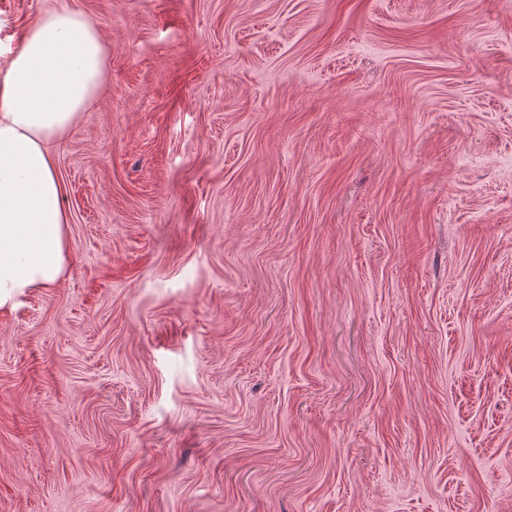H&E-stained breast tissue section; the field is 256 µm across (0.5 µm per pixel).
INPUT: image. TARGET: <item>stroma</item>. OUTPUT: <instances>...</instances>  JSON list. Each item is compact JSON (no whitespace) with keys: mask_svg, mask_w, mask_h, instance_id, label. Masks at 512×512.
<instances>
[{"mask_svg":"<svg viewBox=\"0 0 512 512\" xmlns=\"http://www.w3.org/2000/svg\"><path fill=\"white\" fill-rule=\"evenodd\" d=\"M69 2L107 70L69 273L0 310V512H512V0Z\"/></svg>","mask_w":512,"mask_h":512,"instance_id":"obj_1","label":"stroma"}]
</instances>
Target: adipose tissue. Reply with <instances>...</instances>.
Segmentation results:
<instances>
[{
  "instance_id": "obj_1",
  "label": "adipose tissue",
  "mask_w": 512,
  "mask_h": 512,
  "mask_svg": "<svg viewBox=\"0 0 512 512\" xmlns=\"http://www.w3.org/2000/svg\"><path fill=\"white\" fill-rule=\"evenodd\" d=\"M105 67L97 24L66 5L0 56V309L64 279L68 212L55 147L90 107Z\"/></svg>"
}]
</instances>
